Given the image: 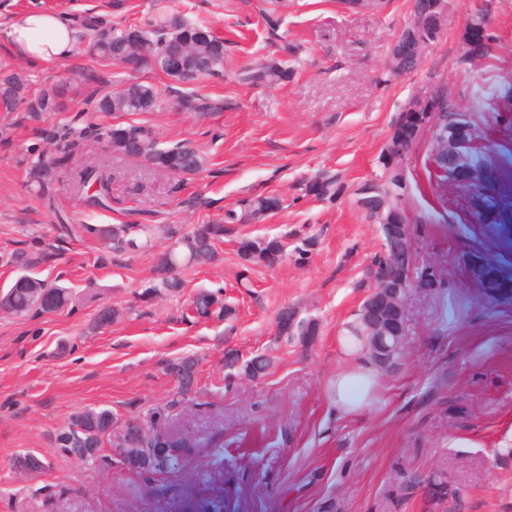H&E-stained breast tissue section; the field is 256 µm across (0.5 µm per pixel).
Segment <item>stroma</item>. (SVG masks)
<instances>
[{
  "label": "stroma",
  "instance_id": "35a3bbf8",
  "mask_svg": "<svg viewBox=\"0 0 512 512\" xmlns=\"http://www.w3.org/2000/svg\"><path fill=\"white\" fill-rule=\"evenodd\" d=\"M266 0H0V69L31 94L57 84L103 90L130 78L121 66L92 61L83 45L62 60L17 56L6 36L40 8L73 20L143 23L159 9L207 25L225 41L223 74L192 85L157 70L140 80L160 92L153 112L108 114L69 101L68 111L0 112V288L11 285L19 250L40 252L37 278L71 289L56 312L0 313V512H512V0H455L453 17L405 75L389 71L393 40L413 0H390L378 14H347L336 0H294L269 35ZM489 12L486 45L467 53L477 10ZM258 59L288 62L291 78L271 87L238 80ZM446 86L463 107L479 103L487 162L453 182L439 176L432 134L406 161V210L416 251L437 279L412 297V323L399 371L386 393L356 418L337 414L329 385L342 364L337 338L363 299L366 268L381 248L376 226L354 191L374 178L377 160L406 104L424 86ZM205 96L217 110L198 117L185 98ZM94 129L133 120L154 127L162 145L185 143L203 159L183 178L112 155L89 138L56 169L53 205L28 183L35 155L72 118ZM112 173V203L87 205L76 187L87 164ZM333 175L346 191L335 202L303 195L302 179ZM256 193L284 207L260 224H242L220 245L218 262L183 268L181 292L156 289L155 258L184 235L223 217ZM72 224L129 228L142 249L102 251L92 238L63 236ZM142 224L164 232L140 236ZM303 228L317 240L306 261L252 266L250 289L237 279L242 238ZM223 290L232 319L184 323L199 289ZM317 319L307 342H274L284 307ZM120 316L100 327V309ZM264 353L253 380L230 378L224 356ZM196 362L186 403L171 409L173 439L194 438L183 471L140 474L103 449L96 468L57 448L54 437L87 409L117 422L146 419L166 406L176 382L170 364ZM30 454L44 471L17 476Z\"/></svg>",
  "mask_w": 512,
  "mask_h": 512
}]
</instances>
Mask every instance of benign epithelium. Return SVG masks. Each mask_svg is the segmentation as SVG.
Segmentation results:
<instances>
[{"label":"benign epithelium","instance_id":"1","mask_svg":"<svg viewBox=\"0 0 512 512\" xmlns=\"http://www.w3.org/2000/svg\"><path fill=\"white\" fill-rule=\"evenodd\" d=\"M452 0H416L413 15L401 33L394 40L389 57V68L395 75L407 74L419 67L424 53L447 29L452 18ZM387 0H340L339 6L347 12H375L385 9ZM449 88L429 87L421 90L405 109L393 131L396 142L418 141L428 132L440 131L436 119L437 109L427 107L432 100L440 97ZM386 173L393 175L396 183L406 185L404 162L400 155L389 146L378 161ZM358 207H376L377 231L382 241L378 259L367 267V279L371 289L366 294L356 313V320L366 326L364 335L369 337L368 347L371 356L382 366L394 359H403L407 328L411 318L410 301L415 294L426 295L429 284L417 276L419 264L416 249L408 246L405 257L398 261L390 260L387 242L397 232L409 235L408 216L401 204L400 189L389 192L383 199H374L369 188L362 190L356 200ZM318 332L315 320H303L299 311L283 308L275 323V335L299 338L303 341Z\"/></svg>","mask_w":512,"mask_h":512}]
</instances>
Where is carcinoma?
I'll use <instances>...</instances> for the list:
<instances>
[{"mask_svg": "<svg viewBox=\"0 0 512 512\" xmlns=\"http://www.w3.org/2000/svg\"><path fill=\"white\" fill-rule=\"evenodd\" d=\"M92 34L86 46L89 56L99 62H125L141 60V64L161 70L181 84H190L204 76L217 75L224 70V39L215 36L206 27L191 24L164 10L156 12L143 25L124 28L114 27L106 22L95 20L90 24ZM183 45L190 49L191 56L183 60V65L171 69L168 57L173 46ZM292 69L279 61H256L245 67L239 74V81L250 86H272L289 78ZM65 95V88L55 93H44L31 97L26 84L12 74L0 77V109L12 112L21 104L29 112H55L60 108L58 98ZM86 101L95 104L99 112L105 113H141L153 112L159 108V92L153 85L142 82H127L112 93H104L93 88L86 94ZM440 123L444 128H454L462 137H474L479 140L477 123L478 105L462 109L453 100L439 103ZM88 130L70 125L61 135L63 151H72L87 138ZM95 135L105 139L109 149L119 155L137 156L153 166L176 176L196 174L203 166L198 151L188 145H177L162 149L158 147L151 127L141 124L114 125L98 129ZM436 155L434 161L450 175V180L460 177L458 169L468 172L478 165L481 149L471 153H460L458 147L444 136L435 139ZM57 161L46 156L33 162L29 170V182L45 200L54 198V167ZM82 186L94 188L87 195L86 202L95 207L106 206L110 193L112 177L99 166H90L83 171ZM303 195H313L320 200H335L344 191V185L334 176H315L301 183ZM283 205L276 194L261 193L252 196L241 210H228L218 222L197 225L193 231L176 241L174 252H165L158 259L157 287L169 293L182 288V280L175 275L172 267L174 256L186 259L188 264L206 265L218 259L216 244L224 241V235L233 230L235 224H257L275 215ZM64 231L74 237L84 234L98 238L102 248L114 249L121 244L130 249L139 247L136 239H123L116 230L94 228L88 224H64ZM242 256H252L251 264L273 265L269 255L277 252L272 240L261 244L257 239H244L240 242ZM44 256L19 251L14 263L25 271L4 294L0 295V310L6 314L26 315L32 308L42 313H52L67 306L72 301L70 290L64 286L47 284L27 275L37 266ZM233 309L224 302L220 294L202 291L183 312V319L195 321L201 318L229 319ZM167 414L156 409L149 415L148 431L142 433L137 425L127 423L117 429L112 412L107 409L90 410L75 415L69 429L57 438V443L67 455H77L84 448H94L108 443L120 461L141 471L155 472L166 468L173 469L176 460L184 458L190 443L182 441L173 444L167 440L163 430Z\"/></svg>", "mask_w": 512, "mask_h": 512, "instance_id": "carcinoma-1", "label": "carcinoma"}]
</instances>
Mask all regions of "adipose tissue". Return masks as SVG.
Masks as SVG:
<instances>
[{"label":"adipose tissue","instance_id":"ef3b65f1","mask_svg":"<svg viewBox=\"0 0 512 512\" xmlns=\"http://www.w3.org/2000/svg\"><path fill=\"white\" fill-rule=\"evenodd\" d=\"M71 19L42 9H33L8 30L15 53L33 61L51 62L70 56L75 43ZM346 363L336 373L332 401L345 415H355L377 401L382 381L364 353L346 352Z\"/></svg>","mask_w":512,"mask_h":512}]
</instances>
